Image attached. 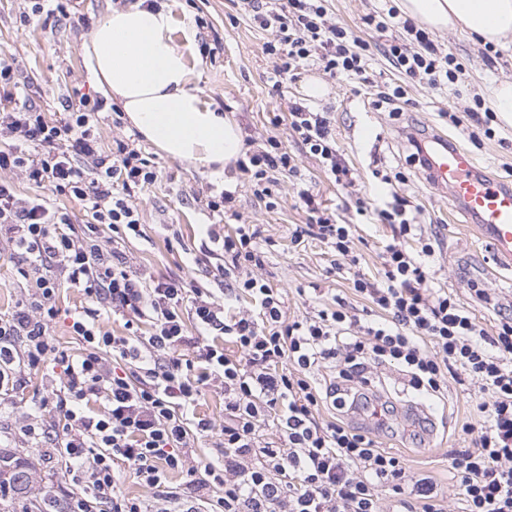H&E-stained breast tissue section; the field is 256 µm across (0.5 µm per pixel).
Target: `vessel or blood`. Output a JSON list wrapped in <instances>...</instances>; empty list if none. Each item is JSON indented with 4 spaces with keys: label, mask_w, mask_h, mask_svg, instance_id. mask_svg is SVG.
Masks as SVG:
<instances>
[{
    "label": "vessel or blood",
    "mask_w": 512,
    "mask_h": 512,
    "mask_svg": "<svg viewBox=\"0 0 512 512\" xmlns=\"http://www.w3.org/2000/svg\"><path fill=\"white\" fill-rule=\"evenodd\" d=\"M418 146L424 160L423 182L447 195L498 256L512 259V184H503L479 168L468 151L443 134L426 133Z\"/></svg>",
    "instance_id": "vessel-or-blood-1"
}]
</instances>
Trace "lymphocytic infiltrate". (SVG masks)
Masks as SVG:
<instances>
[{"label":"lymphocytic infiltrate","mask_w":512,"mask_h":512,"mask_svg":"<svg viewBox=\"0 0 512 512\" xmlns=\"http://www.w3.org/2000/svg\"><path fill=\"white\" fill-rule=\"evenodd\" d=\"M328 0H242L249 21L271 32L265 45L274 56L273 90L318 66L329 78L366 81L368 42L328 19ZM367 25L397 36L382 53L404 76L437 89L456 83L452 54L439 51L427 29L389 9L386 20L367 15ZM14 60L0 54V93L13 108L0 117L12 143L0 150V170H17L36 185L86 202L91 223H71L42 199L18 198L0 182V235L11 256L35 275L33 291L9 318H0V384L13 380L15 363L31 367L53 361L61 368L52 389L63 418L56 448L80 494L67 495L69 512H97L100 501L112 512H172V505L206 503L207 512H445L444 496L432 479L412 473L404 455L382 448L370 433L340 419L321 421L325 403L342 414L363 407L376 425L393 408L374 405L366 391L373 370L401 367L409 388L434 398L448 388L447 377L463 371L482 400L481 420L465 425L472 445L448 453L463 512H512V308L497 309L486 329L454 294L430 287L431 239H406L422 222L421 210L396 189L402 173L382 175L390 188L383 205L356 198L360 216L389 225L392 238L381 253L374 278L354 273L352 227L319 207L301 190L308 221L296 225L294 245L312 238L328 245L332 269L350 273L352 288L380 320L353 312L347 298L294 320L287 319L282 293L248 277L228 285L223 301L189 292L172 278H145L127 268L126 257L104 249L103 230L137 231L134 198L157 175L129 144L105 150L94 128L106 102L80 95L62 102L63 115L47 120L16 89ZM288 127L337 184L351 185L350 171L336 147L328 113L296 101ZM258 197L271 196L279 175L300 178L287 148L268 138L264 150L237 160ZM233 268H262L261 230L240 224L222 240ZM82 287L93 309L74 318L80 353L60 350L49 330L58 317L60 283ZM247 295L251 309L234 307ZM111 308L129 323H146L150 336H113L94 324L97 307ZM231 342L236 354L226 353ZM114 359H106V351ZM335 378L317 386L316 369ZM224 394V422L197 415L205 388ZM274 422V439L260 429ZM216 436L212 457L194 462L195 441ZM132 470L149 499L119 490V466ZM182 474L175 486L171 474Z\"/></svg>","instance_id":"lymphocytic-infiltrate-1"}]
</instances>
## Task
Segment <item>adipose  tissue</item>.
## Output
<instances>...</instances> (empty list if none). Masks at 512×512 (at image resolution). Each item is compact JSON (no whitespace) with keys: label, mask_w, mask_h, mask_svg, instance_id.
Listing matches in <instances>:
<instances>
[{"label":"adipose tissue","mask_w":512,"mask_h":512,"mask_svg":"<svg viewBox=\"0 0 512 512\" xmlns=\"http://www.w3.org/2000/svg\"><path fill=\"white\" fill-rule=\"evenodd\" d=\"M399 8L433 30L458 27L492 44L512 36V0H400ZM195 40V29L176 26L168 5L137 4L100 20L86 55L95 80L146 139L169 157L222 169L241 156L243 136L192 89Z\"/></svg>","instance_id":"adipose-tissue-1"}]
</instances>
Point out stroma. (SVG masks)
<instances>
[{
    "mask_svg": "<svg viewBox=\"0 0 512 512\" xmlns=\"http://www.w3.org/2000/svg\"><path fill=\"white\" fill-rule=\"evenodd\" d=\"M165 2L172 8L177 24L195 25L198 43L207 46L206 51H195L190 60L193 88L236 121L244 133L246 150H260L271 136L288 147L306 179L305 185L323 204L335 208L338 221L353 225L351 248L359 259V274L368 278L377 274L381 241L391 229L385 224L359 223L354 200L379 188L373 169L388 174L402 172L405 182L399 187L400 193L422 208L423 236L437 240L431 258L436 286L455 294L485 327H493L497 319L494 305L512 304V266L499 263L488 242L475 236L466 217L452 211L439 191L424 185L410 157L419 132L438 130L468 149L498 179L512 182V126L495 120L492 135L475 141L469 139L466 130L477 101H488L492 86L512 82L511 43L493 52L466 32H434L440 50L452 53L464 67L454 89L448 91L433 90L419 82L403 83L400 74L375 50L369 61V84L333 80L313 67L278 93L269 80L273 62L264 51L272 35L254 28L233 0ZM122 5L123 0H66L62 11L38 18L31 16L29 0H0V51L15 58L18 84L25 87L29 99L41 107L47 119H59L62 99L73 92L104 95V88L91 76L86 47L98 20ZM384 7L383 0H329L328 17L348 28L353 36L375 43L379 34L363 19L382 12ZM315 83L323 86L324 93L312 99L307 88ZM398 83L404 84L410 106L396 111L391 105H378L379 88ZM296 99L310 100L316 109L330 113L336 145L355 179L353 187L336 186L319 161L295 141L287 123H274V115H286ZM448 111L458 116V123L445 119ZM96 133L107 149L119 140L133 144L157 175L135 201L140 234L123 228L105 234L107 248L123 253L133 270L156 278L179 279L188 287L223 297L224 254L220 244L211 242V234L231 232L237 223L260 224L270 244L265 248L264 267L254 270L253 275L284 293L288 318L303 316L309 310L299 289L321 288L328 301L348 290L349 281L332 270L331 253L324 243L310 239L296 247L290 242L291 225L307 221L299 197L301 186L295 181L281 177L271 199L264 201L254 195L237 166H229L218 175L211 169L170 158L126 119L117 118L115 112H103ZM228 177L234 182L235 212L231 215L207 206L221 193ZM0 180L12 184L18 197H40L56 203L72 223L92 220L81 202L30 184L20 171H2ZM23 270L21 264L0 261L2 318L32 291L34 279L24 276ZM474 282L487 290L491 303L472 297L470 285ZM58 304L61 313L50 333L60 349L77 352L80 344L69 327L73 318L82 316L92 303L82 290L65 282L59 288ZM59 373V368L51 364L37 371L21 368L14 390L0 396V452L29 462L57 493L72 489L70 476L59 460L47 459L48 439L28 437L21 427L28 414L49 398ZM370 396L394 406L392 428L378 432V441L383 447L402 452L413 472L432 477L447 496V512H461L462 504L448 473V450L470 447L471 437L463 427L479 418V393L473 386L449 380L444 397L432 402V424L418 439L410 431L416 424L412 414L420 396L407 389L396 367L376 369Z\"/></svg>",
    "mask_w": 512,
    "mask_h": 512,
    "instance_id": "obj_1",
    "label": "stroma"
}]
</instances>
